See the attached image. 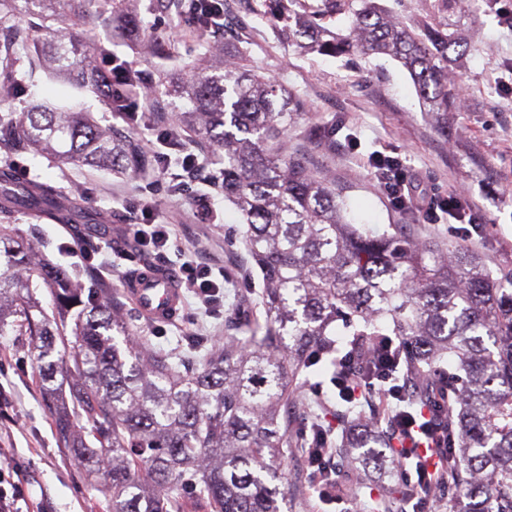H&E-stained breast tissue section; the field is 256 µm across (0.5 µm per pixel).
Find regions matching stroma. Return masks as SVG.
<instances>
[{
  "label": "stroma",
  "mask_w": 512,
  "mask_h": 512,
  "mask_svg": "<svg viewBox=\"0 0 512 512\" xmlns=\"http://www.w3.org/2000/svg\"><path fill=\"white\" fill-rule=\"evenodd\" d=\"M145 19L151 31L175 43L180 63H193L197 51L189 22L161 12L146 14ZM463 22L471 48L454 71L462 89L461 109L450 114L443 127L423 111L409 74L390 57L302 53L283 40V24L270 16L268 0H237L234 9L224 13L226 40L247 49L257 73L288 86L303 103L306 114L288 133L289 152L330 180L337 196L352 206L356 222L376 234L465 243L496 273L512 269V24L498 8H468ZM82 31L88 40L111 41L113 51L153 69L145 39L130 43L113 37L109 25L93 15L85 17ZM80 104L99 124L112 125L144 151H159L156 136L171 110L167 98L155 99L148 122L133 128L102 111L94 99H81ZM376 151L420 173L419 196L442 199L455 190L471 195L480 233L469 238L450 231L452 219L445 213L439 223L428 224L423 213L396 208L373 179L369 159ZM19 160L30 169L32 180L55 186L85 218L76 226L40 220L27 210L15 212L13 222L32 257L48 256L85 287L112 293L136 334L153 346L179 354L191 337L220 339L234 333L235 322L259 316L258 279L251 272L245 226L222 191L214 193L222 223L201 224L193 215V189L177 193L129 170L62 164L37 152L22 154ZM144 198L173 222L170 247L165 254L153 255L152 264L175 270L193 256L224 271V296L214 313H200L189 297L174 321L154 323L122 295L123 279L135 271L128 259L135 241L129 228L132 208ZM71 247L98 252L99 265L75 264L67 254ZM31 348L32 339L23 328L0 335V394L9 404L6 416L0 417V436L12 445L13 461L28 484L30 508L107 512L104 488L85 481L74 455L57 444ZM345 410L329 376L320 374L306 381L301 401L290 406L289 416L295 422L308 416L318 419L338 434L348 424ZM303 460L300 449L294 448L281 461L288 478L284 512H406L398 471L385 475L378 466L365 467L336 455L345 493L326 505Z\"/></svg>",
  "instance_id": "35a3bbf8"
}]
</instances>
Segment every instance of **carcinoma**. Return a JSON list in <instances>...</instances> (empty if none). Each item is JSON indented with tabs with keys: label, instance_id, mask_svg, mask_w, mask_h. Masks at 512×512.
I'll return each instance as SVG.
<instances>
[{
	"label": "carcinoma",
	"instance_id": "cac0c4a2",
	"mask_svg": "<svg viewBox=\"0 0 512 512\" xmlns=\"http://www.w3.org/2000/svg\"><path fill=\"white\" fill-rule=\"evenodd\" d=\"M139 0H0V102L22 98L36 69L136 127L151 99H169L176 134L211 149L223 173L224 200L247 225L246 247L261 274V318L237 335L191 345L200 370L182 372L172 356L133 339L122 310L88 292L41 258L0 262V333L21 317L35 339L34 360L54 406L57 444L85 479L109 484L111 512H186L192 497L208 512H282L277 462L302 436L288 405L317 371L336 375L333 355L348 354L365 376L397 367L417 386L416 407L438 417L448 448L449 512H512V270L493 273L462 243L373 235L352 222L330 183L288 154V130L302 116L298 95L252 69L246 52L215 36L224 0H150L147 10L189 18L200 53L193 70L176 66L175 44L146 29L157 60L150 73L77 26L88 7L108 23ZM288 18V42L341 57L387 55L410 73L424 111L448 127L460 107L449 67L463 62L469 39L448 17L478 0H435L408 26L375 0H324V13L352 15L346 36L322 25L304 0H268ZM43 25L22 26L21 15ZM112 75L96 79L97 56ZM34 149L63 164L147 172L160 165L134 142L65 105L34 104L0 113V149ZM48 184L19 187L0 167V216L20 206L58 224L69 221ZM56 297L52 317L36 319L34 289ZM123 336L118 342L112 333ZM63 354L56 355V340ZM452 368L444 369V363ZM65 384L54 385L57 373ZM336 449L362 465L398 455L375 422H353Z\"/></svg>",
	"mask_w": 512,
	"mask_h": 512
}]
</instances>
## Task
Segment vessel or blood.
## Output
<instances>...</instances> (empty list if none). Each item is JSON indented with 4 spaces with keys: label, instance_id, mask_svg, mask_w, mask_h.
I'll list each match as a JSON object with an SVG mask.
<instances>
[{
    "label": "vessel or blood",
    "instance_id": "vessel-or-blood-1",
    "mask_svg": "<svg viewBox=\"0 0 512 512\" xmlns=\"http://www.w3.org/2000/svg\"><path fill=\"white\" fill-rule=\"evenodd\" d=\"M123 292L142 317L154 322L174 319L182 305V290L171 269L149 267L128 276Z\"/></svg>",
    "mask_w": 512,
    "mask_h": 512
}]
</instances>
